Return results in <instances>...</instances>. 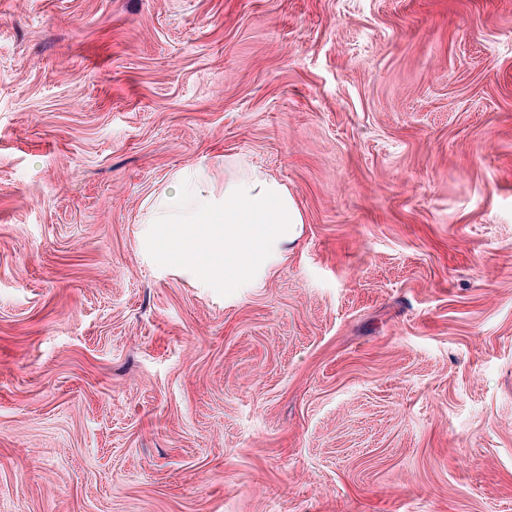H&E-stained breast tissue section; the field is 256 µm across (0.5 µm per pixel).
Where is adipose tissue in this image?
I'll use <instances>...</instances> for the list:
<instances>
[{
    "mask_svg": "<svg viewBox=\"0 0 512 512\" xmlns=\"http://www.w3.org/2000/svg\"><path fill=\"white\" fill-rule=\"evenodd\" d=\"M173 190L157 195L145 223L172 227L170 255L228 288L255 283L257 274L300 237L303 215L287 187L257 169L239 167L216 188L204 168L172 177Z\"/></svg>",
    "mask_w": 512,
    "mask_h": 512,
    "instance_id": "adipose-tissue-1",
    "label": "adipose tissue"
}]
</instances>
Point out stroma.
Listing matches in <instances>:
<instances>
[{"label": "stroma", "instance_id": "obj_1", "mask_svg": "<svg viewBox=\"0 0 512 512\" xmlns=\"http://www.w3.org/2000/svg\"><path fill=\"white\" fill-rule=\"evenodd\" d=\"M239 161L254 288L142 222ZM0 512H512V0H0ZM174 189L157 195L143 224L174 228L178 245L159 244L179 265L189 266L227 288H245L277 254L300 237L303 215L288 188L255 168L224 175L217 191L204 168H184Z\"/></svg>", "mask_w": 512, "mask_h": 512}]
</instances>
